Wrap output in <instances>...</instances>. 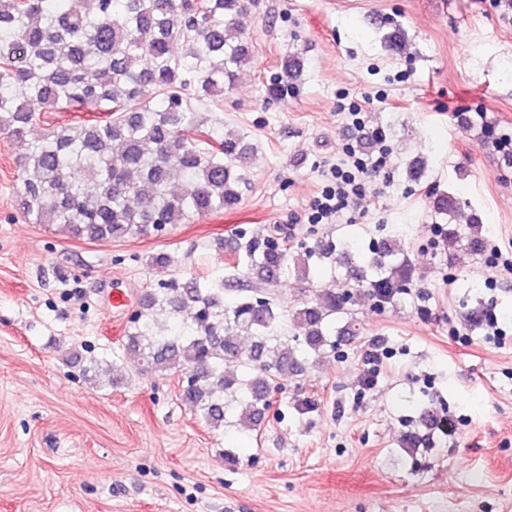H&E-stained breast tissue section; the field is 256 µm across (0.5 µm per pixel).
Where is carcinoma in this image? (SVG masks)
I'll return each instance as SVG.
<instances>
[{"instance_id": "carcinoma-1", "label": "carcinoma", "mask_w": 512, "mask_h": 512, "mask_svg": "<svg viewBox=\"0 0 512 512\" xmlns=\"http://www.w3.org/2000/svg\"><path fill=\"white\" fill-rule=\"evenodd\" d=\"M247 13V0H86L82 11L66 0H0V133L22 139L48 112L90 114L29 143L24 216L94 242L157 235L239 205L257 144L224 133L197 103L221 101L251 62ZM303 70L285 59L269 95L288 96ZM460 211L453 194L434 202L447 247L464 240L479 252L482 224L453 223ZM242 250L232 267L242 268L248 287L232 300H224L222 277L173 278L141 295L124 344L145 371L194 375L181 399L213 430L260 426L282 377L336 349L330 336L360 335L355 306L408 293L415 272L393 239L362 252L341 236L291 252L257 235ZM315 264L345 275L352 289H314L289 307L260 294L289 275L310 283ZM290 324L301 349L288 340ZM69 359L84 379L97 377V362L82 364L75 350Z\"/></svg>"}]
</instances>
